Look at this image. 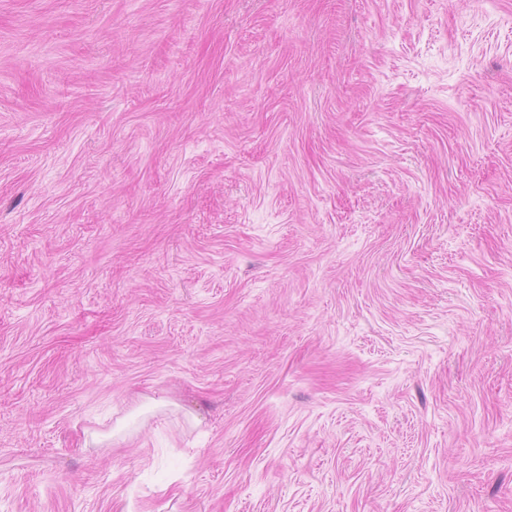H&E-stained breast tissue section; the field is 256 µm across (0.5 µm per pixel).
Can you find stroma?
I'll use <instances>...</instances> for the list:
<instances>
[{
	"label": "stroma",
	"mask_w": 512,
	"mask_h": 512,
	"mask_svg": "<svg viewBox=\"0 0 512 512\" xmlns=\"http://www.w3.org/2000/svg\"><path fill=\"white\" fill-rule=\"evenodd\" d=\"M129 505L512 512V0H0V512Z\"/></svg>",
	"instance_id": "stroma-1"
}]
</instances>
